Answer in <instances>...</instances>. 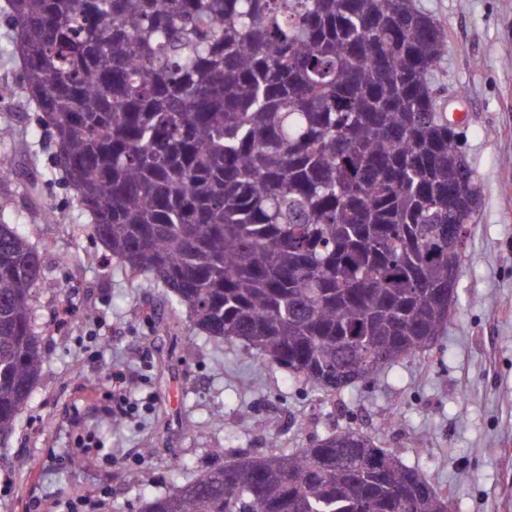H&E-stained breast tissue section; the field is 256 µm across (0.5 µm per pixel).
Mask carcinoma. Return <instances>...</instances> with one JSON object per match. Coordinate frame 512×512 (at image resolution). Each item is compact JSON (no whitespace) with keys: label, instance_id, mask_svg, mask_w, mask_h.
<instances>
[{"label":"carcinoma","instance_id":"cac0c4a2","mask_svg":"<svg viewBox=\"0 0 512 512\" xmlns=\"http://www.w3.org/2000/svg\"><path fill=\"white\" fill-rule=\"evenodd\" d=\"M8 0L21 88L93 238L193 327L336 395L418 358L455 301L481 188L414 0ZM38 250L0 224V446L46 351ZM352 428L231 462L141 512H448Z\"/></svg>","mask_w":512,"mask_h":512}]
</instances>
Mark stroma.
<instances>
[{
    "label": "stroma",
    "mask_w": 512,
    "mask_h": 512,
    "mask_svg": "<svg viewBox=\"0 0 512 512\" xmlns=\"http://www.w3.org/2000/svg\"><path fill=\"white\" fill-rule=\"evenodd\" d=\"M448 30L435 74L461 114V150L482 186L448 332L424 357L325 396L240 344L191 325L160 285L101 261L75 229L48 131L21 92L0 99V224L17 225L60 291L31 307L47 359L15 435L0 448V512L31 497L50 512H139L172 487L175 462L212 449L268 454L354 428L415 465L451 512H512V0H416ZM0 0V84L20 83L15 31ZM67 321H60L62 309ZM136 408L113 426L117 395Z\"/></svg>",
    "instance_id": "stroma-1"
}]
</instances>
